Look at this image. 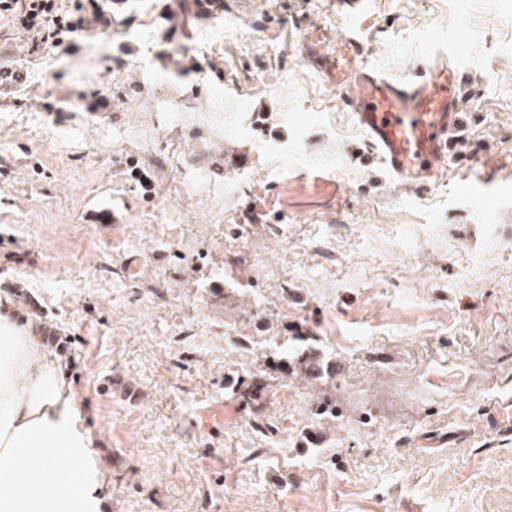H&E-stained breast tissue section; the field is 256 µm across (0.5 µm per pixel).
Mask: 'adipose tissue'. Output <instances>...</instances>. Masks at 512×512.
Wrapping results in <instances>:
<instances>
[{"label":"adipose tissue","instance_id":"ef3b65f1","mask_svg":"<svg viewBox=\"0 0 512 512\" xmlns=\"http://www.w3.org/2000/svg\"><path fill=\"white\" fill-rule=\"evenodd\" d=\"M97 445L61 361L0 292V512H102Z\"/></svg>","mask_w":512,"mask_h":512}]
</instances>
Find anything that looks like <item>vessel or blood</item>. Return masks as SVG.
Instances as JSON below:
<instances>
[{
    "label": "vessel or blood",
    "mask_w": 512,
    "mask_h": 512,
    "mask_svg": "<svg viewBox=\"0 0 512 512\" xmlns=\"http://www.w3.org/2000/svg\"><path fill=\"white\" fill-rule=\"evenodd\" d=\"M305 39L306 55L318 61L392 173L419 189L436 182L459 107L457 48H435L421 74L409 79L379 74L354 39H332L317 27Z\"/></svg>",
    "instance_id": "obj_1"
}]
</instances>
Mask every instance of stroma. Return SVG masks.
<instances>
[{
    "label": "stroma",
    "instance_id": "35a3bbf8",
    "mask_svg": "<svg viewBox=\"0 0 512 512\" xmlns=\"http://www.w3.org/2000/svg\"><path fill=\"white\" fill-rule=\"evenodd\" d=\"M102 6L73 56L0 18V291L71 339L107 512H512V0ZM311 26L404 78L457 38L435 185L391 176ZM296 335L322 381L242 403Z\"/></svg>",
    "mask_w": 512,
    "mask_h": 512
}]
</instances>
